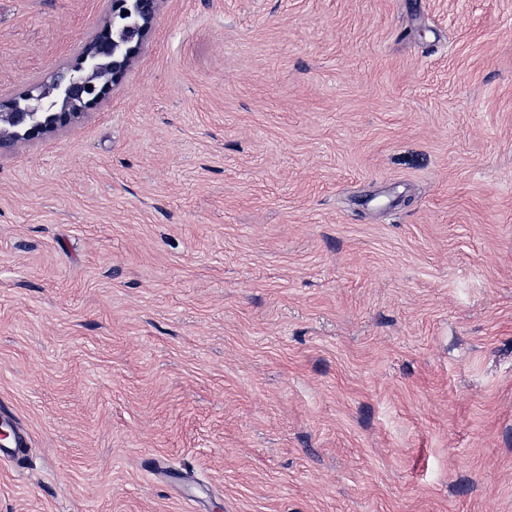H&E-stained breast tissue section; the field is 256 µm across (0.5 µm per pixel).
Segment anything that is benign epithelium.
<instances>
[{
	"instance_id": "obj_1",
	"label": "benign epithelium",
	"mask_w": 512,
	"mask_h": 512,
	"mask_svg": "<svg viewBox=\"0 0 512 512\" xmlns=\"http://www.w3.org/2000/svg\"><path fill=\"white\" fill-rule=\"evenodd\" d=\"M161 0H112V14L136 19L120 27L110 21L89 39L76 60L51 74V86L63 99L56 112L43 111L42 97L31 93L26 104L0 103V151L20 141H28L78 122L80 109L98 101L118 83L132 65L150 33Z\"/></svg>"
}]
</instances>
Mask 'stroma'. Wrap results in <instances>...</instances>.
Listing matches in <instances>:
<instances>
[{
    "label": "stroma",
    "mask_w": 512,
    "mask_h": 512,
    "mask_svg": "<svg viewBox=\"0 0 512 512\" xmlns=\"http://www.w3.org/2000/svg\"><path fill=\"white\" fill-rule=\"evenodd\" d=\"M111 0H0V101ZM0 512H512V0H163L0 152ZM6 413L5 407L0 405L3 432L8 434L7 437L3 434L2 447L0 446L1 464L19 462L26 455L31 442L29 434L8 419Z\"/></svg>",
    "instance_id": "obj_1"
}]
</instances>
